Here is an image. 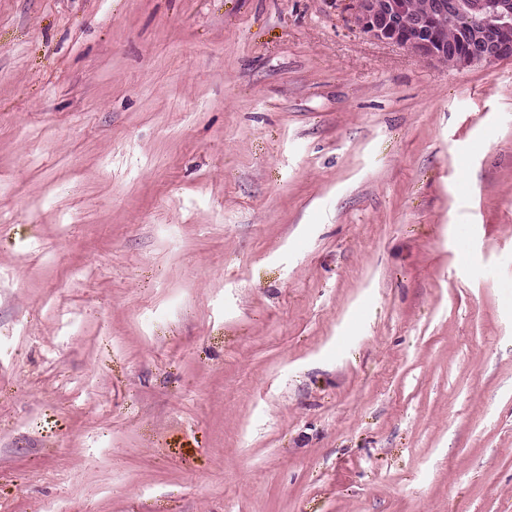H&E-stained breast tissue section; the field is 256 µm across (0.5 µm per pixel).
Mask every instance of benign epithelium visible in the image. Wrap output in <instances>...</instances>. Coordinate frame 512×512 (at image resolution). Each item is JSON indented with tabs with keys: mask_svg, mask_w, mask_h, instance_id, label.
<instances>
[{
	"mask_svg": "<svg viewBox=\"0 0 512 512\" xmlns=\"http://www.w3.org/2000/svg\"><path fill=\"white\" fill-rule=\"evenodd\" d=\"M466 20L455 41L442 37L448 18ZM355 23L369 38L460 69L512 59V0H427L416 12L402 0H356Z\"/></svg>",
	"mask_w": 512,
	"mask_h": 512,
	"instance_id": "benign-epithelium-1",
	"label": "benign epithelium"
}]
</instances>
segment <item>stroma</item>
<instances>
[{"label":"stroma","mask_w":512,"mask_h":512,"mask_svg":"<svg viewBox=\"0 0 512 512\" xmlns=\"http://www.w3.org/2000/svg\"><path fill=\"white\" fill-rule=\"evenodd\" d=\"M354 0H0V512H512V59Z\"/></svg>","instance_id":"1"}]
</instances>
